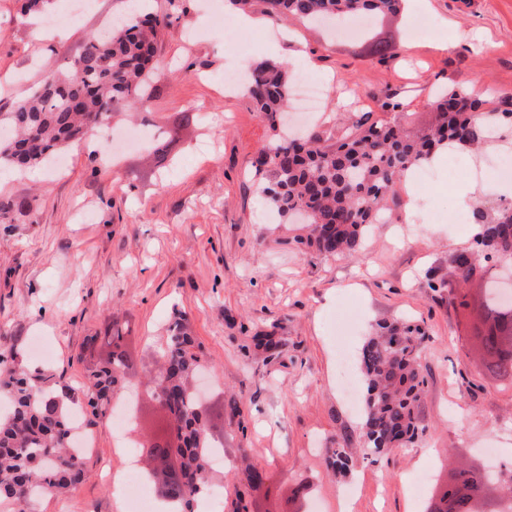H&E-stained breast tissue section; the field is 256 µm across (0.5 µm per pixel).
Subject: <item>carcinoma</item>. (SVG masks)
Here are the masks:
<instances>
[{"mask_svg":"<svg viewBox=\"0 0 512 512\" xmlns=\"http://www.w3.org/2000/svg\"><path fill=\"white\" fill-rule=\"evenodd\" d=\"M404 0H264L272 20L290 16L315 22L336 17L399 15ZM163 13L120 19L102 35L87 37L80 53L60 69L45 72L28 95L0 113V167L41 166L57 153L82 140L86 131L108 122L122 107L145 105L151 76L158 66L157 39L171 26L178 0H167ZM292 82L288 64L262 62L252 68L244 87L256 111L277 129ZM438 123L412 131L398 121H376L348 129L336 138L307 132L300 137L274 134L252 166L262 176L261 192L268 205L287 223L305 216L306 234L296 243L326 256L355 253L366 228L397 203L398 185L405 173L430 162L450 145L480 148L492 141V119L512 125V101L495 103L458 89L434 101ZM479 226L471 253L453 260L462 284L474 275L477 261L512 258V202L491 209L475 207ZM490 287L479 289L472 309L477 323L473 337L489 372L512 378V302L502 301L501 282L486 272ZM420 328L406 324L376 325L362 345L358 366L366 386L363 409L365 449L381 454L412 444L423 431L420 407L424 375L419 357ZM110 348L107 359L85 367L82 396L93 413L106 415L112 400L126 386L129 369L126 336L118 325L106 336H91L87 344ZM205 368L199 343L178 315L168 327L153 388L166 396V411L174 423L173 441L151 448L153 457L167 461L179 456L185 480L168 482L162 497L176 512L211 487L210 449L217 447L206 434V417L192 391L193 380ZM0 396L8 410L0 411V500L24 506L39 497L60 496L81 483L86 459L68 439V421L77 404L74 389L41 369L30 370L12 356H0ZM348 437L326 449L325 462L336 472L352 463ZM494 474L458 467L436 495L453 508L428 512H485L478 508L476 490L488 491Z\"/></svg>","mask_w":512,"mask_h":512,"instance_id":"cac0c4a2","label":"carcinoma"}]
</instances>
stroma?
Returning <instances> with one entry per match:
<instances>
[{
    "label": "stroma",
    "instance_id": "35a3bbf8",
    "mask_svg": "<svg viewBox=\"0 0 512 512\" xmlns=\"http://www.w3.org/2000/svg\"><path fill=\"white\" fill-rule=\"evenodd\" d=\"M225 0H182L162 39L144 108L109 122L117 160L100 162L101 131L67 148L60 164L0 170V203L27 202L0 224V356L52 369L81 388L88 337L120 323L128 336V380L147 401L149 373L174 314H182L209 368L203 412L224 444L213 485L229 501L244 491L251 512H426L434 482L462 460L488 466L490 441L512 461V384L491 377L472 349L468 318L452 299L456 255L474 246L476 228L433 210L496 204L467 173L470 152H440L431 162L437 189L400 194L388 224L369 228L349 257L328 258L295 243L300 229L280 223L249 162L273 132L252 102L221 92L224 73L262 61L306 62L310 77L333 84L316 119L296 127L323 135L385 119L435 122L433 92L462 88L512 99V0H407L393 51L379 59L366 36L336 37L291 18L276 23L254 0L250 43L240 55L230 22L217 26ZM22 0H0V112L66 64L86 38L109 28L129 0H93L75 22L47 28L67 0L24 16ZM176 130L165 164L154 136ZM460 170L449 174L448 161ZM445 281L433 292L428 279ZM406 321L424 333L426 377L415 445L387 454L363 451L358 352L372 324ZM276 343L257 349L258 337ZM95 440L87 474L74 490L34 503V512H126L99 476L101 460L124 472L127 457L111 416L84 411ZM348 436L350 471L325 463L331 440ZM266 474L248 489L241 457ZM432 482L417 498L407 488L420 466Z\"/></svg>",
    "mask_w": 512,
    "mask_h": 512
}]
</instances>
